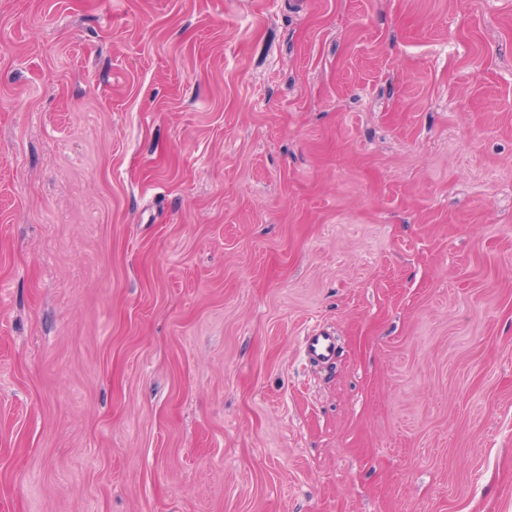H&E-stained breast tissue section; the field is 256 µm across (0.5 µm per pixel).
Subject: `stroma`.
Returning <instances> with one entry per match:
<instances>
[{
    "mask_svg": "<svg viewBox=\"0 0 512 512\" xmlns=\"http://www.w3.org/2000/svg\"><path fill=\"white\" fill-rule=\"evenodd\" d=\"M0 512H512V0H0ZM304 351L309 359L326 362L335 356L336 346L331 336L315 332L305 336Z\"/></svg>",
    "mask_w": 512,
    "mask_h": 512,
    "instance_id": "1",
    "label": "stroma"
}]
</instances>
